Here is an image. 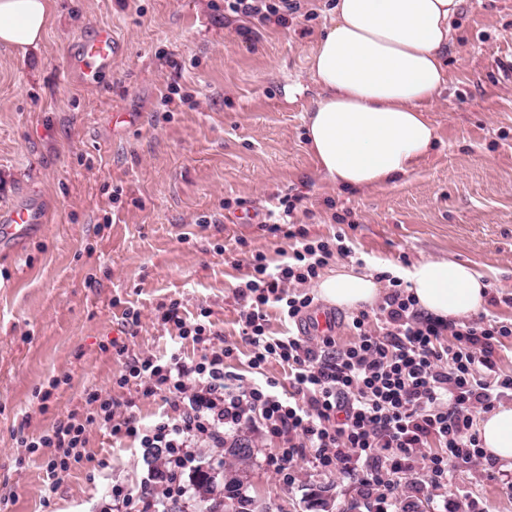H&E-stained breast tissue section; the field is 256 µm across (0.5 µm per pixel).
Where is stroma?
<instances>
[{"label": "stroma", "instance_id": "stroma-1", "mask_svg": "<svg viewBox=\"0 0 512 512\" xmlns=\"http://www.w3.org/2000/svg\"><path fill=\"white\" fill-rule=\"evenodd\" d=\"M286 23L233 13L224 0H54L55 20L27 55L0 46V209L38 198L41 232L0 254V497L11 512H101L109 487L139 488L151 453L102 431L88 457L49 481L38 435L85 394L110 390L124 369L105 345L166 354L174 343L156 321L176 299L200 308L236 346L227 371L248 374L239 338L237 285L243 256L281 263L289 242L246 207L293 201L310 234L346 231L366 272H406L448 257L480 271L487 315L512 322V79L495 62L512 57V0H464L448 47L447 89L428 117L435 148L417 170L370 191L321 179L306 141L316 89L307 59L330 24L335 0H300ZM112 26L127 51L110 73L83 85L66 72L72 42L90 24ZM177 87L180 97L164 104ZM140 310L125 325L126 307ZM48 402L36 397L49 380ZM244 484L270 512H367L361 474L294 464L285 484L269 461L275 442L251 435ZM402 512H512V461L452 470L431 489L425 472L401 479Z\"/></svg>", "mask_w": 512, "mask_h": 512}]
</instances>
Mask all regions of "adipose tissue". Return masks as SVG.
<instances>
[{"label": "adipose tissue", "mask_w": 512, "mask_h": 512, "mask_svg": "<svg viewBox=\"0 0 512 512\" xmlns=\"http://www.w3.org/2000/svg\"><path fill=\"white\" fill-rule=\"evenodd\" d=\"M463 0H336L335 19L308 58L318 93L306 116L318 172L358 190L393 184L414 172L437 141L427 117L448 86V44ZM54 19L51 0H0V45L25 53ZM423 312L448 321L477 312L486 299L480 272L463 262L424 259L407 273ZM330 304L374 303L372 274L342 264L317 283ZM488 454L512 459V406L480 423Z\"/></svg>", "instance_id": "ef3b65f1"}]
</instances>
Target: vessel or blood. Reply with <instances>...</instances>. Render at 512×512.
I'll list each match as a JSON object with an SVG mask.
<instances>
[{
  "label": "vessel or blood",
  "instance_id": "1",
  "mask_svg": "<svg viewBox=\"0 0 512 512\" xmlns=\"http://www.w3.org/2000/svg\"><path fill=\"white\" fill-rule=\"evenodd\" d=\"M124 52L123 38L110 26L94 25L72 44L67 56V72L79 82H93L98 75L111 71ZM45 222L46 212L38 201L0 211V245L8 246L26 239ZM337 325L336 316L325 310L315 311L307 321L309 333L319 336L333 334Z\"/></svg>",
  "mask_w": 512,
  "mask_h": 512
}]
</instances>
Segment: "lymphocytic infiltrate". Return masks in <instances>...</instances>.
Instances as JSON below:
<instances>
[{
	"mask_svg": "<svg viewBox=\"0 0 512 512\" xmlns=\"http://www.w3.org/2000/svg\"><path fill=\"white\" fill-rule=\"evenodd\" d=\"M294 210L285 205L282 222L267 227L290 240L287 261L272 266L253 254L249 278L236 287L250 368L281 362L287 382H230L224 361L234 349L210 311L190 320L181 302L170 300L158 308L160 323L175 330V343L199 346L200 356L189 360L178 350L157 356L115 344L124 362L115 392H89L87 413H68L21 442L34 453L50 449V476L83 461L88 434L97 428L113 441L153 449L155 458L139 491L111 486L104 512H161L162 500L186 495L182 477L195 468L194 448H220L228 438L257 432L277 442L271 465L285 482L295 483L291 465L305 456L323 471L362 472L376 512H396L395 476L420 466L438 487L451 469L485 459L474 424L478 414L512 398V375L498 373L494 361L512 339V323L491 315L442 321L419 310L407 282L393 276L376 308L351 315L356 340L349 346L338 347L331 336L268 335L267 309L301 322L313 298L293 293L292 285L312 282L333 257L352 254L344 231L310 237L293 223ZM149 398L160 399L162 409L145 425L136 409Z\"/></svg>",
	"mask_w": 512,
	"mask_h": 512,
	"instance_id": "f902f5d3",
	"label": "lymphocytic infiltrate"
}]
</instances>
